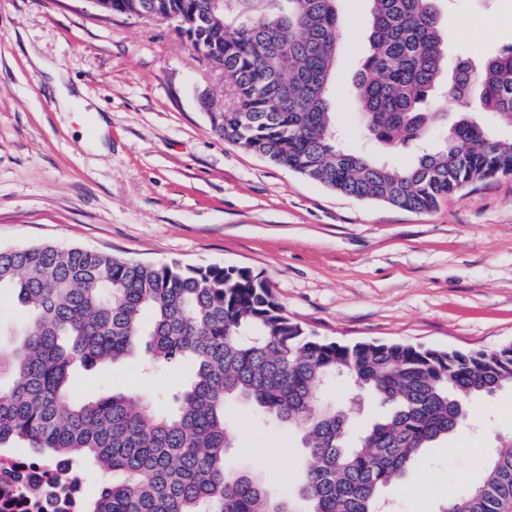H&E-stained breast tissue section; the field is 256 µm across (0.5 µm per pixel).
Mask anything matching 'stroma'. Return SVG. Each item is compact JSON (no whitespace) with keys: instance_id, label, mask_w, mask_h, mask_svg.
<instances>
[{"instance_id":"1","label":"stroma","mask_w":512,"mask_h":512,"mask_svg":"<svg viewBox=\"0 0 512 512\" xmlns=\"http://www.w3.org/2000/svg\"><path fill=\"white\" fill-rule=\"evenodd\" d=\"M449 57L512 43V0H438ZM370 0H340L334 106L347 148L367 143L352 80L368 50ZM81 91L59 111L40 62ZM202 58L167 24L99 12L91 0H0V247L44 242L162 264H220L265 278L288 316L341 343L448 350L512 343V177L427 212L332 192L215 134L198 99ZM130 357L85 371L75 394L159 403L184 383ZM512 389L474 401L464 432L427 449L383 491L401 512H438L482 479ZM237 457L293 483L296 432L250 421Z\"/></svg>"}]
</instances>
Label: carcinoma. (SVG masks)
I'll use <instances>...</instances> for the list:
<instances>
[{"label": "carcinoma", "mask_w": 512, "mask_h": 512, "mask_svg": "<svg viewBox=\"0 0 512 512\" xmlns=\"http://www.w3.org/2000/svg\"><path fill=\"white\" fill-rule=\"evenodd\" d=\"M224 0H97L111 15L186 21L180 35L224 67L220 107L201 92L224 140L360 201L428 211L476 182L512 175V44L476 63L448 62L437 0H371L368 53L353 77L366 136L381 155L342 143L332 105L340 0H263L255 14ZM458 120L428 145L442 114L430 98L445 72ZM419 145L413 163L387 158ZM27 320L0 322V447L23 445L112 475L80 512H381V491L424 451L459 431L473 400L512 388V344L436 350L405 343L344 344L306 332L270 285L245 268L149 264L50 243L0 248V292ZM144 349L149 367L186 381L170 407L123 393L78 399L71 372ZM353 386L336 395L339 380ZM378 408L362 427L350 409ZM262 427L296 430L302 471L276 494L256 467L228 463V407ZM512 509V432L498 440L480 483L441 512Z\"/></svg>", "instance_id": "cac0c4a2"}]
</instances>
